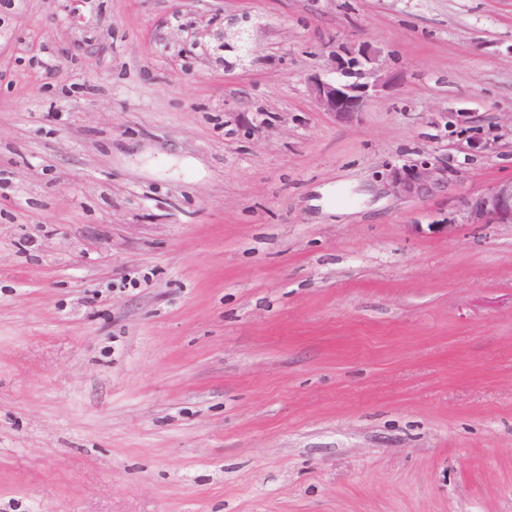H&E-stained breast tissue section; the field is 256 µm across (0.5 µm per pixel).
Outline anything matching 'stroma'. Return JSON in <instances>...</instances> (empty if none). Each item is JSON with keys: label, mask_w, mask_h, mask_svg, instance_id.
Returning <instances> with one entry per match:
<instances>
[{"label": "stroma", "mask_w": 512, "mask_h": 512, "mask_svg": "<svg viewBox=\"0 0 512 512\" xmlns=\"http://www.w3.org/2000/svg\"><path fill=\"white\" fill-rule=\"evenodd\" d=\"M511 179L512 0H0V512H512ZM379 52L370 44L362 42L340 43L329 54L331 69L339 76L322 78L315 75L309 80V88L319 106L338 120L350 119L363 112L370 91L376 92L387 82L380 74ZM356 72L354 80L348 79L350 72ZM374 78L373 82L361 79ZM455 172L448 171V163L431 154H419L416 159L394 160L385 165V181L397 195L424 198L452 186ZM461 214L466 224H512V180L466 201Z\"/></svg>", "instance_id": "35a3bbf8"}]
</instances>
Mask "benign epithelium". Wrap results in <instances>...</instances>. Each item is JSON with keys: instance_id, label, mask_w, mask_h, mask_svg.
Returning <instances> with one entry per match:
<instances>
[{"instance_id": "7a95c632", "label": "benign epithelium", "mask_w": 512, "mask_h": 512, "mask_svg": "<svg viewBox=\"0 0 512 512\" xmlns=\"http://www.w3.org/2000/svg\"><path fill=\"white\" fill-rule=\"evenodd\" d=\"M378 57L379 51L366 42L336 45L329 54L336 77L315 75L309 80L310 91L319 106L338 120L363 112L371 93L388 82L380 74ZM385 181L393 193L419 199L448 190L453 173L443 160L420 154L416 159L387 162ZM462 217L467 224H512V180L466 201Z\"/></svg>"}]
</instances>
